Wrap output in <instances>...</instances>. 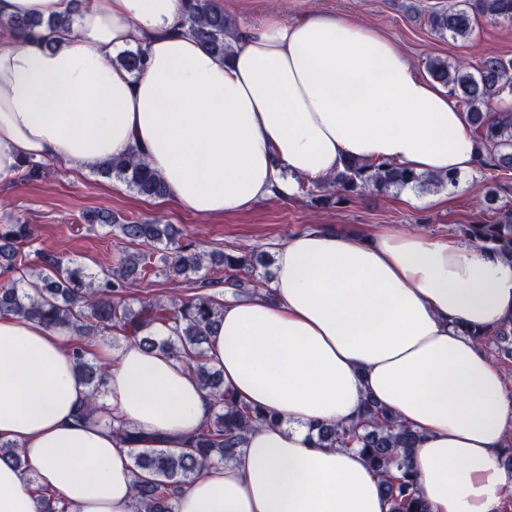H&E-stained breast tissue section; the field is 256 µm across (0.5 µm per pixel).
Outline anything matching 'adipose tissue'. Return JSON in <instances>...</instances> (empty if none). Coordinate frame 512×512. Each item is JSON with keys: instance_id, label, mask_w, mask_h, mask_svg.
Wrapping results in <instances>:
<instances>
[{"instance_id": "obj_1", "label": "adipose tissue", "mask_w": 512, "mask_h": 512, "mask_svg": "<svg viewBox=\"0 0 512 512\" xmlns=\"http://www.w3.org/2000/svg\"><path fill=\"white\" fill-rule=\"evenodd\" d=\"M184 0H0V19L68 18L0 43V179L28 158L91 171L144 158L167 196L201 217L293 196L345 162L387 161L443 176L478 149L457 99L421 77L385 34L349 16H270L218 56L183 27ZM141 48L139 74L114 65ZM512 320V262L454 238L314 228L276 251L267 291L225 304L206 346L224 390L273 415L237 463L210 464L176 512H390L355 448L315 444V422L347 424L367 401L421 441L411 457L432 512H501L512 396L474 329ZM109 396L90 389L64 331L0 316V512H133L136 471L112 419L148 448H181L213 400L187 366L127 344L98 349Z\"/></svg>"}]
</instances>
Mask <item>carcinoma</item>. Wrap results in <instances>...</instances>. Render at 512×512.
<instances>
[{
	"instance_id": "carcinoma-1",
	"label": "carcinoma",
	"mask_w": 512,
	"mask_h": 512,
	"mask_svg": "<svg viewBox=\"0 0 512 512\" xmlns=\"http://www.w3.org/2000/svg\"><path fill=\"white\" fill-rule=\"evenodd\" d=\"M512 23V0H449L448 7L428 17L432 31L452 40H466L472 33L477 15ZM60 21L16 18L0 22V30L22 34ZM184 26L188 34L212 52L227 57L232 53L233 23L217 0H187ZM119 66L137 74L143 67V52L137 48L117 57ZM430 78L449 88L466 108V117L480 147L479 163L499 171H512V110L493 111L494 102L512 100V58L490 55L478 66L448 63L439 57L426 63ZM100 173L127 184L139 196L160 198L167 188L142 158L131 154L116 156L101 166ZM414 183L418 187L457 184V177L435 178L387 162L360 164L348 162L335 176L323 183H299L298 192L326 208L350 202L367 191L388 192ZM499 216L490 223L460 224L459 237L501 257L512 258V208H498ZM91 224H102L118 231L127 244L135 247L165 244L158 260L148 251L128 252L116 265L99 274L88 272L74 262H64L55 254L43 253L36 267L26 261L22 245L35 233L31 224L0 225V267L18 275L0 284V315H18L37 320L49 327L63 326L74 336H88L107 330L120 332L147 350L160 349L183 361L200 385L213 398V414L206 428L191 438L189 447L175 452L169 448L133 449L136 469L150 474L136 478L134 512H175V499L213 460H237L247 432L257 423L274 418L236 401L224 392L223 377L209 366L204 344L222 312V305L205 289L224 285L241 293L254 291L259 270L267 269L270 258L256 249L226 253L206 251L195 242H180V231L172 224L130 221L116 224L104 211L86 216ZM208 266L224 268V276L209 279L200 276ZM162 275L180 283H196L200 291L180 302L161 296L142 299L135 296L139 284L150 275ZM138 307H133V304ZM469 336L483 345L495 344L497 350L512 357V323L491 330H473ZM75 369L92 389V399L79 412L85 419L99 411L97 398L106 383V367L87 358L82 343H72ZM318 444L330 448L356 447L367 462L382 475L381 491L391 512H431L420 495L410 456L419 435L401 424L395 414L369 401L359 418L349 424L312 425ZM0 460L25 468L17 445L0 443Z\"/></svg>"
}]
</instances>
